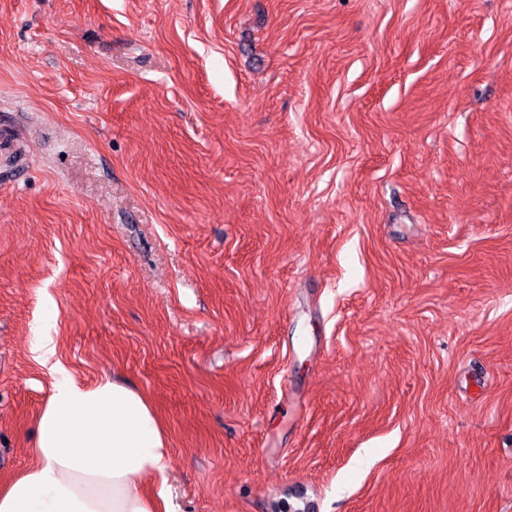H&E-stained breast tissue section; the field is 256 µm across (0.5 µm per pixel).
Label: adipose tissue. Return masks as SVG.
<instances>
[{"instance_id":"ef3b65f1","label":"adipose tissue","mask_w":512,"mask_h":512,"mask_svg":"<svg viewBox=\"0 0 512 512\" xmlns=\"http://www.w3.org/2000/svg\"><path fill=\"white\" fill-rule=\"evenodd\" d=\"M32 454L0 512H171L167 429L149 398L118 379L80 385L59 371Z\"/></svg>"}]
</instances>
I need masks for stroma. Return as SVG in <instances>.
Masks as SVG:
<instances>
[{"mask_svg":"<svg viewBox=\"0 0 512 512\" xmlns=\"http://www.w3.org/2000/svg\"><path fill=\"white\" fill-rule=\"evenodd\" d=\"M40 330L173 512H512V0H0V492Z\"/></svg>","mask_w":512,"mask_h":512,"instance_id":"stroma-1","label":"stroma"}]
</instances>
